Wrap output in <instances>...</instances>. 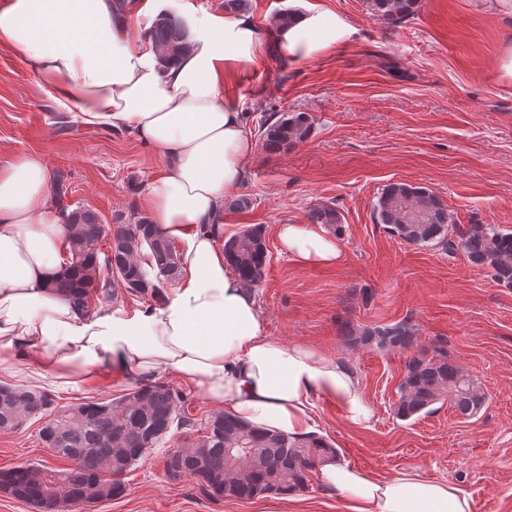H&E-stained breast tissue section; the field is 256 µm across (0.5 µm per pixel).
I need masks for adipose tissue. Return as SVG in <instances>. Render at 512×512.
Instances as JSON below:
<instances>
[{"instance_id":"1","label":"adipose tissue","mask_w":512,"mask_h":512,"mask_svg":"<svg viewBox=\"0 0 512 512\" xmlns=\"http://www.w3.org/2000/svg\"><path fill=\"white\" fill-rule=\"evenodd\" d=\"M171 0H5L0 44L29 60L57 104L91 125L127 127L167 160L147 190L154 224L179 242L182 274L162 300L133 313L108 305L78 313L52 283L67 226L50 201V175L31 152L0 164V365L28 363L34 385L66 387L117 368L148 380L165 371L216 409L250 425L304 438L325 397L354 425L372 412L358 376L340 360L270 336L254 295L224 258L214 226L256 148L224 87L262 61L265 32L249 14L183 11L188 47L166 63L134 27L135 14ZM353 26L327 9L298 8L276 28L284 57L315 58ZM281 249L297 265L330 266L340 236L283 224ZM324 485L350 512H472L462 488L409 470L388 479L333 458Z\"/></svg>"}]
</instances>
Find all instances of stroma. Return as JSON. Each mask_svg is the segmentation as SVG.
Returning a JSON list of instances; mask_svg holds the SVG:
<instances>
[{"label":"stroma","mask_w":512,"mask_h":512,"mask_svg":"<svg viewBox=\"0 0 512 512\" xmlns=\"http://www.w3.org/2000/svg\"><path fill=\"white\" fill-rule=\"evenodd\" d=\"M345 17L353 35L298 62L269 48L240 69L226 93L250 129L275 112H307L309 139L279 152L257 144L238 189L243 211L224 212V232L262 226L269 250L255 290L271 335L337 357L358 375L372 417L349 424L335 402L316 400L314 427L352 467L390 478L418 469L448 479L473 500V512H512V288L498 285L464 254L408 244L374 219L385 185L431 188L454 227L493 224L512 231V81L500 61L512 54V13L497 0H417L399 28L383 25L366 0H304ZM39 85L30 63L0 44V163L28 152L63 179L71 205L102 223L147 216V187L165 161L124 127L85 125ZM333 205L343 216V249L332 266L301 267L280 249L277 227L307 223L309 209ZM407 324L416 350L441 349L474 377L485 396L465 420L449 404L408 420L394 406L405 356L346 347L343 323ZM135 374L106 372L68 389L55 405L119 396ZM43 416L0 433V470L23 463L66 467L44 448ZM167 436L124 476L121 497L67 512H347L313 472L306 490L249 500L213 499L195 479L170 480Z\"/></svg>","instance_id":"35a3bbf8"}]
</instances>
